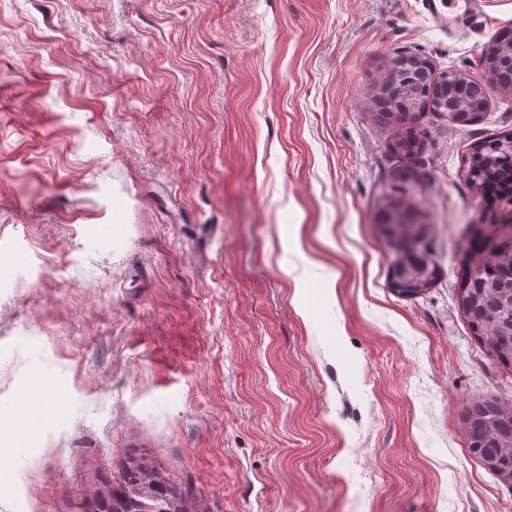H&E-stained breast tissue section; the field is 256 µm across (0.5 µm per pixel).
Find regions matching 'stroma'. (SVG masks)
I'll return each instance as SVG.
<instances>
[{"mask_svg": "<svg viewBox=\"0 0 512 512\" xmlns=\"http://www.w3.org/2000/svg\"><path fill=\"white\" fill-rule=\"evenodd\" d=\"M0 0V512H87L128 457L196 512H512L465 414L512 371L454 303L472 146L425 114L440 273L402 297L374 219L405 53L475 76L512 0ZM436 0H422L426 13L439 26L448 30H462L482 25L485 12L482 0L466 1L464 6H459L457 1L448 0V16L436 3Z\"/></svg>", "mask_w": 512, "mask_h": 512, "instance_id": "stroma-1", "label": "stroma"}]
</instances>
